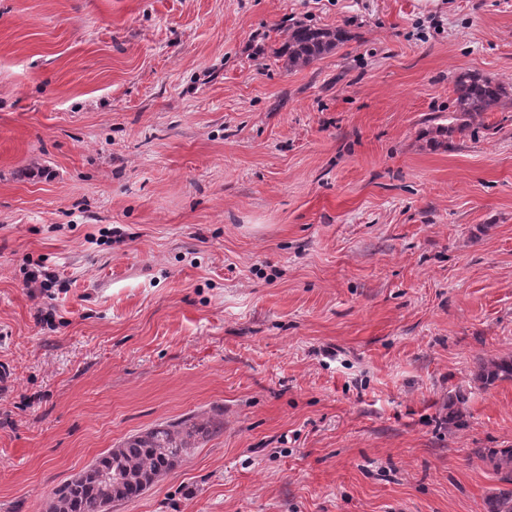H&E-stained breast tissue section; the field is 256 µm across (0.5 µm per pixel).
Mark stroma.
I'll use <instances>...</instances> for the list:
<instances>
[{
	"mask_svg": "<svg viewBox=\"0 0 512 512\" xmlns=\"http://www.w3.org/2000/svg\"><path fill=\"white\" fill-rule=\"evenodd\" d=\"M297 20L352 38L292 71ZM462 70L512 83V0H0V512L190 415L111 512L512 489V94L434 145ZM475 377L485 386L493 385L497 381H512V358L479 362ZM474 454L496 473H512V448H478Z\"/></svg>",
	"mask_w": 512,
	"mask_h": 512,
	"instance_id": "obj_1",
	"label": "stroma"
}]
</instances>
